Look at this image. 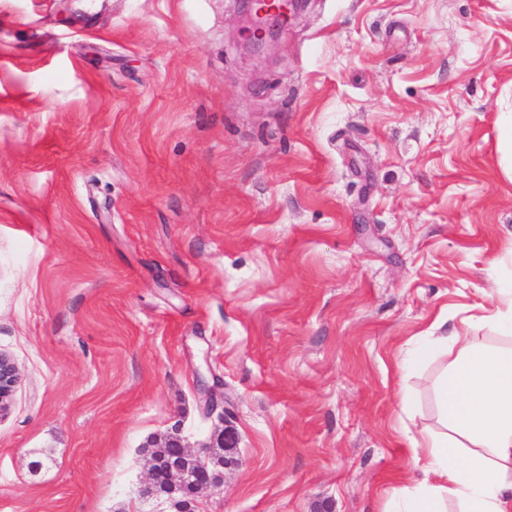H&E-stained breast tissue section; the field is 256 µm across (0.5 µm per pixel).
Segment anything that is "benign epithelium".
<instances>
[{"instance_id": "benign-epithelium-1", "label": "benign epithelium", "mask_w": 512, "mask_h": 512, "mask_svg": "<svg viewBox=\"0 0 512 512\" xmlns=\"http://www.w3.org/2000/svg\"><path fill=\"white\" fill-rule=\"evenodd\" d=\"M242 3V30L247 35L248 51L261 55L275 44L282 27L295 20L308 0H279L274 8H268L261 0H240ZM18 379V371L9 356L0 353V417L7 414ZM182 461L170 466L175 487L196 498L202 490L214 482L209 473L208 461L181 448Z\"/></svg>"}]
</instances>
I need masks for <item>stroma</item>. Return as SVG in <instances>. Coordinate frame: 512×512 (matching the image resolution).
I'll use <instances>...</instances> for the list:
<instances>
[{"label":"stroma","instance_id":"1","mask_svg":"<svg viewBox=\"0 0 512 512\" xmlns=\"http://www.w3.org/2000/svg\"><path fill=\"white\" fill-rule=\"evenodd\" d=\"M512 0H0V512H172L152 448L236 449L197 512H391L422 336L512 303ZM216 403L204 410L202 385ZM242 3V30L247 35L248 51L265 54L275 44L282 27L295 20L309 0H279L274 8L265 7L260 0H239ZM18 379V371L9 356L0 353V417L7 414Z\"/></svg>","mask_w":512,"mask_h":512}]
</instances>
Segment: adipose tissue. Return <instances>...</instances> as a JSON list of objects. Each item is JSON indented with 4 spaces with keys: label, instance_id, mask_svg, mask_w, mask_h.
Masks as SVG:
<instances>
[{
    "label": "adipose tissue",
    "instance_id": "1",
    "mask_svg": "<svg viewBox=\"0 0 512 512\" xmlns=\"http://www.w3.org/2000/svg\"><path fill=\"white\" fill-rule=\"evenodd\" d=\"M448 341L457 356L437 386L444 429L423 439L421 487L394 494L405 512H512V348L458 331Z\"/></svg>",
    "mask_w": 512,
    "mask_h": 512
}]
</instances>
